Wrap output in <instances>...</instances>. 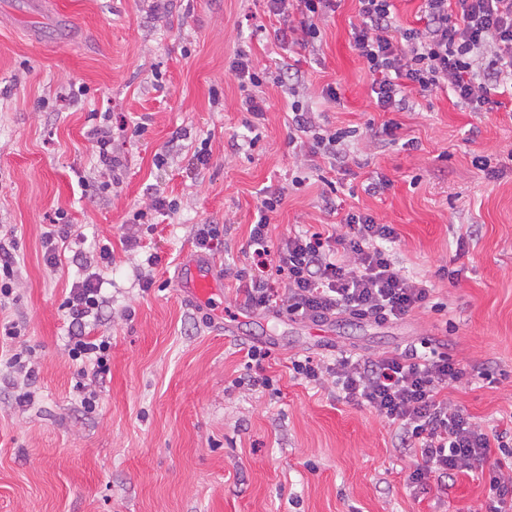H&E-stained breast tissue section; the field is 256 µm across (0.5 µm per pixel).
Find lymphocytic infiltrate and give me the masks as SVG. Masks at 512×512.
<instances>
[{"mask_svg": "<svg viewBox=\"0 0 512 512\" xmlns=\"http://www.w3.org/2000/svg\"><path fill=\"white\" fill-rule=\"evenodd\" d=\"M359 23L352 32L354 47L371 75L370 91L383 112L406 109L410 95L422 97L451 90L455 103L467 112H488L496 102L491 90L512 96V0H422L423 28L396 23L393 0H357ZM333 0H266L270 15L286 20L278 36L291 45L309 46L320 36V24ZM298 24H290L291 16ZM230 72L246 93L242 111L249 129L264 121L269 107L256 90L264 77L249 51H237ZM289 138L305 169L317 171L320 162L342 169L347 133L322 123L319 113L300 101L291 104ZM287 195L286 187H269L258 206L246 246L257 263L252 273L236 272L247 308L278 307L289 317L320 322L346 314L383 325L398 321L429 300L426 280L405 274L392 260L390 244L399 234L368 212L348 211L339 228L330 232L301 230L271 245L270 217ZM275 268L284 279L275 288L267 274ZM102 280L94 276L72 287L65 307L76 326L68 354L91 366L93 374L108 368L111 342L86 331L89 317L103 302ZM295 379L320 385L334 379L342 398L368 407L396 425L402 447L414 450L423 464L408 476L412 487L427 486L430 477L443 478L487 468V512H512V446L507 430L487 429L448 399L449 385L464 374L448 353L430 340L404 352L376 358L347 353L314 361L291 362Z\"/></svg>", "mask_w": 512, "mask_h": 512, "instance_id": "obj_1", "label": "lymphocytic infiltrate"}]
</instances>
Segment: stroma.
<instances>
[{
    "label": "stroma",
    "instance_id": "35a3bbf8",
    "mask_svg": "<svg viewBox=\"0 0 512 512\" xmlns=\"http://www.w3.org/2000/svg\"><path fill=\"white\" fill-rule=\"evenodd\" d=\"M357 22V0H336L320 42L304 48L277 41L264 0H41L34 13L0 0V240L18 263L0 321L20 326L12 345L33 370L34 393L20 403L16 378L0 371V512H484V480L449 478L442 503L436 483L410 488L420 459L393 426L339 400L334 384L307 385L290 370L297 358L370 357L427 338L464 370L450 401L484 427L512 422V111L464 112L446 91L411 98L405 112L377 111L353 46ZM240 48L257 69L299 68L300 100L328 127L354 129L332 205L317 176L291 184L300 164L288 146L289 98L273 81L262 87L263 127L246 128L228 70ZM330 85L339 102L325 99ZM99 112L111 113L123 157L115 174L87 138ZM389 117L395 144L366 127ZM137 122L146 130L135 137ZM407 139L416 148H402ZM203 143L210 161L199 168L193 152ZM477 155L503 164L502 174L487 178ZM377 174L391 187L360 192ZM269 185L288 188L271 217L275 242L339 224L352 207L395 225L392 256L430 282V307L381 326L245 307L222 272L253 266L244 244ZM157 194L175 211L134 223ZM58 222L81 257L52 268L41 237ZM201 224L224 228L208 253L221 279L206 305L176 282ZM131 233L140 247L126 246ZM93 273L104 296L94 333L112 348L91 409L76 386L64 302ZM252 346L268 350L262 368L275 390L236 386Z\"/></svg>",
    "mask_w": 512,
    "mask_h": 512
}]
</instances>
